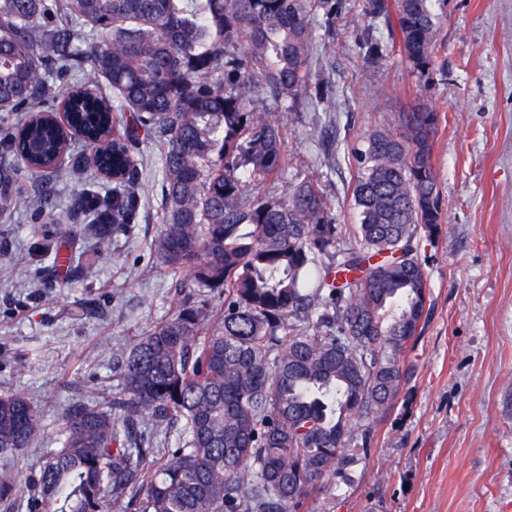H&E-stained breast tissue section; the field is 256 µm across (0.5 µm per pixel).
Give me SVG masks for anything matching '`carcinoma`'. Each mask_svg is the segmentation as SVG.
<instances>
[{
    "mask_svg": "<svg viewBox=\"0 0 512 512\" xmlns=\"http://www.w3.org/2000/svg\"><path fill=\"white\" fill-rule=\"evenodd\" d=\"M339 0H0V112L29 118L0 136V201L42 213L76 173L74 136L112 182L80 210L110 230L131 224L139 135L157 140L162 223L153 249L178 282L166 319L117 362L106 402L69 411L59 447L0 512H300L308 496L371 450L373 424L412 375L428 319L422 252L442 224L432 164L438 113L426 103L351 149L347 189L360 223L333 222L320 175L283 180L285 112L310 83L314 30L336 33ZM400 47L429 68L438 52L431 0H396ZM64 113L65 122L52 116ZM130 113L121 134L116 113ZM41 151L32 153V144ZM218 298L219 315L209 300ZM42 435L24 396L0 391V454ZM360 442L361 446L351 447Z\"/></svg>",
    "mask_w": 512,
    "mask_h": 512,
    "instance_id": "cac0c4a2",
    "label": "carcinoma"
}]
</instances>
